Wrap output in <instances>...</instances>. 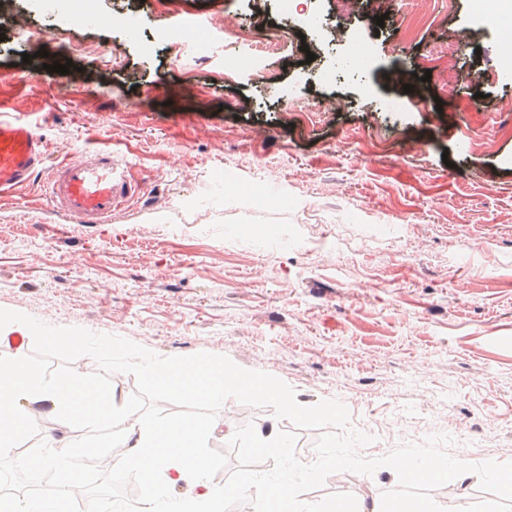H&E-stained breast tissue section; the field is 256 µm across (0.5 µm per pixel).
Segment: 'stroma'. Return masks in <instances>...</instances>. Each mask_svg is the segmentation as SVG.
Here are the masks:
<instances>
[{
  "instance_id": "1",
  "label": "stroma",
  "mask_w": 512,
  "mask_h": 512,
  "mask_svg": "<svg viewBox=\"0 0 512 512\" xmlns=\"http://www.w3.org/2000/svg\"><path fill=\"white\" fill-rule=\"evenodd\" d=\"M416 2L94 0L78 21L68 0H0V114L47 147L0 199V309L340 401L368 458L445 433L457 459L512 460V61L491 0H426L410 30ZM182 18L216 21L206 50L165 39ZM410 67L455 96L404 92ZM103 148L128 186L111 223H73L47 172ZM218 417L236 435L206 439L208 481L278 480L250 434L290 422L233 399ZM97 457L114 453H72L71 512L113 480Z\"/></svg>"
}]
</instances>
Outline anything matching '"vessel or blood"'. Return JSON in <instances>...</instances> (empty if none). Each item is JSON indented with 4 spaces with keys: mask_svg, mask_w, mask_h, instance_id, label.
<instances>
[{
    "mask_svg": "<svg viewBox=\"0 0 512 512\" xmlns=\"http://www.w3.org/2000/svg\"><path fill=\"white\" fill-rule=\"evenodd\" d=\"M47 158L43 140L28 122L0 119V197L13 193L42 171ZM126 184L125 171L102 149L54 170L49 198L80 224H105L112 200Z\"/></svg>",
    "mask_w": 512,
    "mask_h": 512,
    "instance_id": "vessel-or-blood-1",
    "label": "vessel or blood"
}]
</instances>
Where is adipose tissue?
Returning a JSON list of instances; mask_svg holds the SVG:
<instances>
[{
    "label": "adipose tissue",
    "mask_w": 512,
    "mask_h": 512,
    "mask_svg": "<svg viewBox=\"0 0 512 512\" xmlns=\"http://www.w3.org/2000/svg\"><path fill=\"white\" fill-rule=\"evenodd\" d=\"M35 338L48 345L74 348L82 344L79 332L59 334L31 319L9 316L0 320V342L8 334ZM48 416L76 430V439H84L105 425L123 426L120 436L111 438L110 447L121 449L113 463L117 480L136 479L142 496L130 512H194L197 500L209 503L212 512H222L225 500L256 487L252 478L221 487L205 484L204 475L211 460L203 450L204 439L216 424L202 420L157 421L133 418L126 403L116 392L103 393L82 378L48 379L35 372L22 353L0 356V455L11 453L28 434L32 422ZM76 440L53 442L49 449L21 459L29 474L54 473L52 494L5 502V512H65L64 505L76 485V473L69 458ZM186 481L199 487L198 499L170 503L167 510L158 505L167 496L169 484ZM259 488V487H256ZM264 512H296L292 484L280 482L259 488ZM314 512H437L429 502L398 495L391 505L377 499L352 506L341 498L322 500Z\"/></svg>",
    "instance_id": "1"
}]
</instances>
